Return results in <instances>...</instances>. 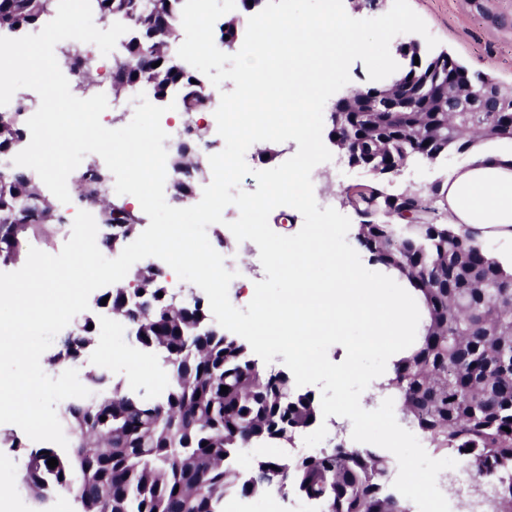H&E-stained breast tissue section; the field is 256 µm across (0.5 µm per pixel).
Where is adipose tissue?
<instances>
[{
	"mask_svg": "<svg viewBox=\"0 0 512 512\" xmlns=\"http://www.w3.org/2000/svg\"><path fill=\"white\" fill-rule=\"evenodd\" d=\"M444 185L449 223L474 227L485 242H512V151L479 152Z\"/></svg>",
	"mask_w": 512,
	"mask_h": 512,
	"instance_id": "1",
	"label": "adipose tissue"
}]
</instances>
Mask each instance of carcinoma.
<instances>
[{
  "label": "carcinoma",
  "instance_id": "carcinoma-1",
  "mask_svg": "<svg viewBox=\"0 0 512 512\" xmlns=\"http://www.w3.org/2000/svg\"><path fill=\"white\" fill-rule=\"evenodd\" d=\"M183 0H91L101 21L123 20L132 36L112 57L111 88L126 95L143 86L164 100L178 92L182 111L193 115L212 103L204 82L171 51ZM57 0H0V31L36 28L55 12ZM239 19L222 22L218 40L235 47ZM407 58L399 95L410 94L411 112H360L345 119L329 113L328 137H338L343 156L357 155L363 142L374 155L362 161L367 184L344 189V204L355 213L358 245L371 258L398 271L420 292L422 326L408 355L395 361L386 388L399 397L405 421L437 456L467 462L480 481L496 483L499 512H512V270L487 250L466 224L450 226L438 202L443 182L392 193L387 185L401 168L422 157L437 163L493 139H512V100H486L476 112H458L455 96L435 91L483 84L493 77L470 72L446 51L426 53L417 42L403 44ZM419 64H414V58ZM83 45L64 52V64L94 82ZM160 62L156 68L155 62ZM25 112H0V155L28 140ZM194 138L171 153L168 166L183 169L172 195L190 198L204 177ZM79 195L97 204L100 224L120 225L121 237L102 239L112 251L132 238L143 218L106 194L108 173L96 164L77 176ZM60 218L29 168L0 169V264L20 256L36 224ZM163 269L138 272L131 282L107 293V305L131 326L144 347L162 353L169 382L157 393H137L118 383L66 405L60 422L75 451L64 458L55 449L33 450L24 483L32 498L45 502L64 492L78 512H224L231 494H260L271 485L319 507L318 512H410L390 489L391 461L368 448L342 443L296 456L298 432L317 419L309 394L294 390L288 374L259 367L243 343L208 323L200 298L180 305L166 287ZM163 296H158V293ZM95 341V330L78 326L62 341L53 363H75ZM228 387V393L221 387ZM106 420H101V417ZM287 449L274 458L252 460L247 477L232 459L257 443ZM58 460L51 468L47 461Z\"/></svg>",
  "mask_w": 512,
  "mask_h": 512
}]
</instances>
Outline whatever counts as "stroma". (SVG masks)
<instances>
[{
	"instance_id": "35a3bbf8",
	"label": "stroma",
	"mask_w": 512,
	"mask_h": 512,
	"mask_svg": "<svg viewBox=\"0 0 512 512\" xmlns=\"http://www.w3.org/2000/svg\"><path fill=\"white\" fill-rule=\"evenodd\" d=\"M412 9L424 20L429 32L438 39V47L463 63L470 71L492 76L503 88L512 89V0H409ZM469 154H449L442 163L422 161L404 168L389 185L390 191L422 188L447 177L455 167L469 161ZM370 174L360 168H347L338 173L334 162L317 165L311 180L328 199L330 207L350 215L341 201L340 191L346 185L364 184ZM96 363L103 365L114 380L129 391L165 387L168 377L160 358L138 346L131 332L119 338L98 335L89 350ZM0 431L18 437L17 448L0 447V512H33L23 481V461L35 441L25 437L13 424L0 426Z\"/></svg>"
}]
</instances>
